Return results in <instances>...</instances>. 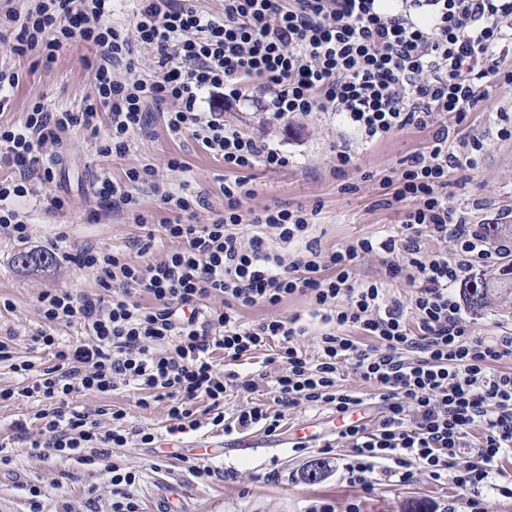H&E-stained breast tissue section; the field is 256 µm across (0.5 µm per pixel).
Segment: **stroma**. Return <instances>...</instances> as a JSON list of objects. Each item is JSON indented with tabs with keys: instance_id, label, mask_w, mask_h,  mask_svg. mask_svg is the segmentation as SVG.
Masks as SVG:
<instances>
[{
	"instance_id": "stroma-1",
	"label": "stroma",
	"mask_w": 512,
	"mask_h": 512,
	"mask_svg": "<svg viewBox=\"0 0 512 512\" xmlns=\"http://www.w3.org/2000/svg\"><path fill=\"white\" fill-rule=\"evenodd\" d=\"M91 55L85 44L77 43L48 66L36 56L13 58L0 47V66L20 74L12 108L0 113V124L21 122L39 102L78 109L93 87L92 71L86 65ZM501 112L512 114V86L491 87L488 96L458 125L460 136H487L486 152L477 169H456L448 176L450 204L468 210L473 224H495L503 218L512 226V138L497 136ZM224 122L281 149L288 157L287 167L277 171L259 165L245 171L256 195L243 200V209L300 205L317 210L313 235L326 250L403 224L404 210L383 207L380 201L388 191V181L398 179L405 160L424 145L425 133L411 128L365 144L334 113L276 119L250 100L226 108ZM346 140L352 145L354 164L343 177L334 171L333 149ZM53 153L58 162L54 183L40 187L37 197L16 203L31 218L27 243L0 233V341L12 347L18 360L34 361L41 368L52 365L53 359L50 351L36 348L32 341L46 324L38 308L39 294L52 288H70L78 294L98 292V274L71 261L21 266L16 255L56 246L74 254L93 243L124 252L135 263L139 257L128 248L129 240L140 232L135 214L146 215L155 226L167 217L156 197L140 190L135 211L113 210L100 223L89 222V213L100 207L94 185L102 172L120 181L127 170L149 164L167 188L176 191L185 184L206 195L213 209L224 206L222 162L191 139L172 138L158 112L125 156L100 157L76 127L62 132ZM173 157L181 159L182 168H169ZM54 196L63 199L61 209L51 208ZM466 318L482 337L512 334V293L502 292L494 306L482 312L467 311ZM141 396L134 386L122 384L109 393H79L72 404L80 409L125 410L129 425L157 433L160 442L167 439V401L144 408L138 404ZM40 408V403L19 396L0 402V450L11 459L0 468V505L8 512H30L28 486L36 483L44 491L43 512H112V487L103 465L57 456L40 459L19 447L16 424L27 423L30 434H37L34 416ZM338 423L329 407L301 405L285 411L280 428L272 433L256 427L228 436L205 426L182 434L180 441L189 453L207 452L208 464L217 472L208 479L195 477L186 463L164 452L160 442L147 447L132 441L113 449L112 458L136 473L133 493L139 512H153V493L167 483L180 487L185 512H309L311 506L323 503L333 512H445L449 500L460 497L451 479L436 480L420 471L405 484L378 471L372 475L373 487L350 482L344 470L350 452L336 444ZM299 425L307 426L311 434L302 448L297 447L294 434ZM316 459L329 462L328 475L315 483L304 481L303 470Z\"/></svg>"
}]
</instances>
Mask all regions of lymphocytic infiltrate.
Masks as SVG:
<instances>
[{
    "label": "lymphocytic infiltrate",
    "instance_id": "f902f5d3",
    "mask_svg": "<svg viewBox=\"0 0 512 512\" xmlns=\"http://www.w3.org/2000/svg\"><path fill=\"white\" fill-rule=\"evenodd\" d=\"M131 29L106 24L112 0H33L25 14L10 11L0 21V45L10 55L35 54L54 62L60 51L81 42L94 52L95 91L78 110L38 103L23 123L0 126V228L20 242L29 228L13 203L36 184L55 179L46 160L60 131L79 126L99 140L101 156L125 155L149 122L148 105L164 107L171 137H191L222 161L234 180L224 184V209L205 224L197 210L208 198L189 188L161 191L171 216L159 232L133 239L143 261L88 247L77 263L99 274V294L74 295L55 288L39 296L47 322L35 341L51 350L53 365L18 363L32 381L19 395L43 402L38 437L26 424L17 438L31 456L50 455L81 463L105 462L112 486V512H138L133 472L112 463L113 449L129 441L154 445V433L130 426L127 414L111 413L103 427L97 412L69 404L81 391L106 393L118 384L168 400L170 432L207 422L224 433L263 425L276 431L285 410L326 405L343 417L360 406L355 393L338 388L342 364L377 388L384 411L373 426L350 423L337 440L350 448L345 469L351 481L370 485L384 467L409 482L413 468L434 479L451 474L467 495L447 512H487L481 494L496 460L512 451V373L496 371L512 357V336H476L454 293L474 268L495 256L512 255L507 240H489L482 225L448 202L450 171L476 168L485 138L460 139L454 126L487 94L489 83L512 84L502 56L512 48V0H224V14L199 11L194 0H141ZM153 48L158 76L133 81L135 45ZM260 80L265 111L281 118L296 112H333L372 143L409 127L426 143L407 160L384 207L406 205L405 221L381 238L365 237L326 252L311 239L312 216L303 209L264 208L244 214L253 197L241 171L255 165L287 166L280 150L227 126L219 110L241 101L250 80ZM156 187V171L129 169L124 181L101 178L98 199L113 208L133 207L132 191ZM176 240V250L154 262L157 236ZM452 242L449 252L429 253L426 238ZM295 245L294 259L271 251L270 241ZM387 255L385 275L358 282V264ZM418 282L408 302L389 290L399 278ZM307 296L311 318L325 330L315 356L297 344L305 324L299 316L241 324L240 308L275 306L288 296ZM220 307H211L212 298ZM79 320L86 341L65 344L56 324ZM356 327L375 338L365 346L347 336ZM277 341V371L248 375L218 369L213 354L233 362ZM266 389L272 403L252 401L225 420L231 392ZM1 390L0 400L18 395ZM205 401L204 412L195 405ZM485 430L471 444L473 427ZM470 456L456 459L462 450Z\"/></svg>",
    "mask_w": 512,
    "mask_h": 512
}]
</instances>
